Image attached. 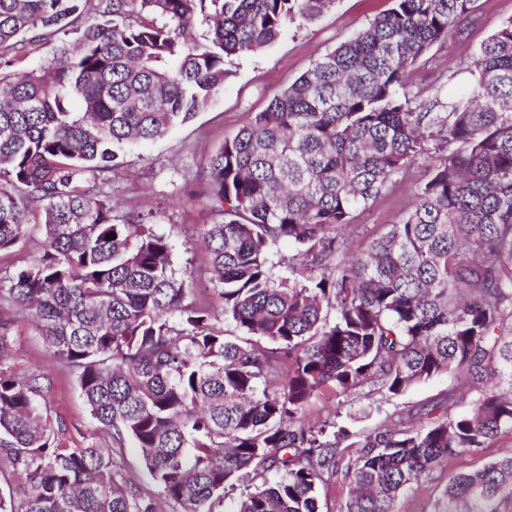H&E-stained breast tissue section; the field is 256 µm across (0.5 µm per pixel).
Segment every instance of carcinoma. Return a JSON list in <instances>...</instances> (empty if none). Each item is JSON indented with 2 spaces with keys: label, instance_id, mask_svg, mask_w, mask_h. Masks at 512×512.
Instances as JSON below:
<instances>
[{
  "label": "carcinoma",
  "instance_id": "obj_1",
  "mask_svg": "<svg viewBox=\"0 0 512 512\" xmlns=\"http://www.w3.org/2000/svg\"><path fill=\"white\" fill-rule=\"evenodd\" d=\"M332 2L0 0V255L35 227L42 236L38 256L0 282V361L11 317L28 314L77 372L100 431L139 450L175 512H220L226 488L259 479L231 512H321L344 447L358 454L337 512H398L438 464L512 432L511 18L448 68L471 81L445 103L410 91L408 75L476 0H394L213 153L220 220L206 236L232 335L193 298L168 238L138 213L114 215L101 189L127 143L164 135L223 89L226 60ZM51 41L40 66L12 70ZM419 160L428 176L406 215L344 256L357 213ZM282 242L291 276L277 279ZM461 371L507 388L478 391L465 413L434 400L358 436L303 421L327 389L372 385L388 398ZM41 393L39 376L0 369V462L23 478L0 512H157L112 449L57 443L62 424ZM434 512H512V455L448 469Z\"/></svg>",
  "mask_w": 512,
  "mask_h": 512
}]
</instances>
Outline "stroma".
Listing matches in <instances>:
<instances>
[{
    "label": "stroma",
    "instance_id": "obj_1",
    "mask_svg": "<svg viewBox=\"0 0 512 512\" xmlns=\"http://www.w3.org/2000/svg\"><path fill=\"white\" fill-rule=\"evenodd\" d=\"M392 5V0H334L317 20L289 26L268 47L234 59L223 90L190 121L127 151L124 167L113 173L105 190L123 211L145 215L148 223L173 243L174 262L192 281L197 294H208L211 287L204 228L215 220L207 178L213 152L239 131L251 113L262 111L274 94L304 73L319 54L351 38ZM511 18L512 0H477L464 32L436 43L419 58L409 73V88L426 89L443 98L453 94L456 87L445 76L448 67L473 59L479 45ZM426 177L425 162L416 163L407 177L391 183L382 198L360 213L345 234L347 255L359 253L387 225L401 220ZM11 340L13 353L5 366L18 374L40 375L43 397L62 424L61 446L79 448L96 439L102 447H110V439L102 436L90 415L75 375L58 364L31 317L13 319ZM448 395L453 398V411L468 409L472 394L461 378L442 375L386 401L370 387L350 396L329 392L310 401L305 418L310 422L335 418L352 433L362 434L381 423L380 416L369 411L375 402H382L388 413L403 416L409 409ZM510 454L512 433L505 432L486 447L462 453L452 464H440L400 498L399 512H433L448 469L469 471Z\"/></svg>",
    "mask_w": 512,
    "mask_h": 512
}]
</instances>
